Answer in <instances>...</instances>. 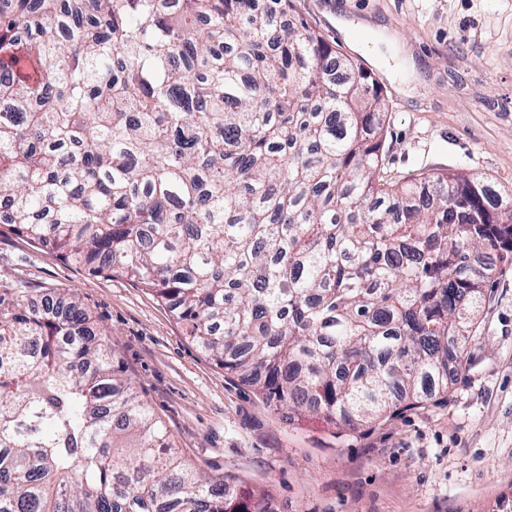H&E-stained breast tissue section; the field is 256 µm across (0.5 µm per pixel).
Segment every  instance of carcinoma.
Returning a JSON list of instances; mask_svg holds the SVG:
<instances>
[{
	"mask_svg": "<svg viewBox=\"0 0 512 512\" xmlns=\"http://www.w3.org/2000/svg\"><path fill=\"white\" fill-rule=\"evenodd\" d=\"M0 224L150 291L290 416L448 393L512 202L379 183L381 90L294 0H0ZM173 448L73 297L0 310V512H275Z\"/></svg>",
	"mask_w": 512,
	"mask_h": 512,
	"instance_id": "1",
	"label": "carcinoma"
}]
</instances>
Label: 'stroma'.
Segmentation results:
<instances>
[{"label": "stroma", "instance_id": "35a3bbf8", "mask_svg": "<svg viewBox=\"0 0 512 512\" xmlns=\"http://www.w3.org/2000/svg\"><path fill=\"white\" fill-rule=\"evenodd\" d=\"M339 51L391 37L411 59L410 94L384 67L380 180L444 170L512 195V0H295ZM75 294L110 334L124 368L193 463L270 490L279 512H496L512 496V262L498 263L481 337L447 398L362 432L288 419L205 357L147 290L89 275L0 226V309Z\"/></svg>", "mask_w": 512, "mask_h": 512}]
</instances>
